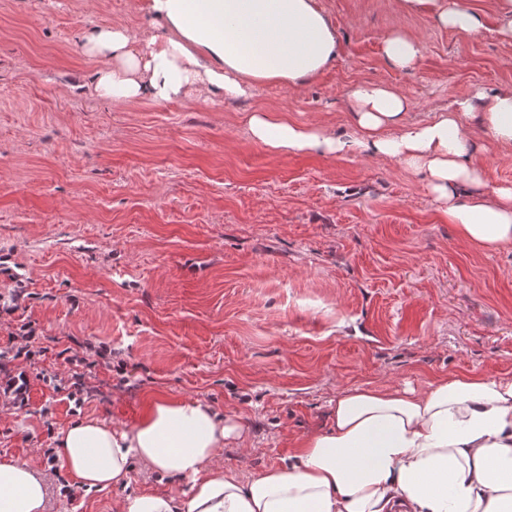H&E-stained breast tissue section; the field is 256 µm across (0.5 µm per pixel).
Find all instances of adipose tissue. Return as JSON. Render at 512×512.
<instances>
[{
	"mask_svg": "<svg viewBox=\"0 0 512 512\" xmlns=\"http://www.w3.org/2000/svg\"><path fill=\"white\" fill-rule=\"evenodd\" d=\"M438 24L475 35L478 14L463 0H402ZM161 21L164 40L121 25L85 36L90 56L108 60L94 90L115 102L250 95L259 84L300 89L341 50L317 0H135ZM349 96L358 137L251 113L250 140L276 150L357 154L425 173L458 240L493 252L512 243V188L488 189L469 164L478 122L512 146V86L475 89L452 108L407 123L410 100L388 85L357 84ZM327 428L294 439L281 463L249 480L224 469L225 445L241 438L231 412L200 400L151 399L134 425L85 416L57 438L65 477L104 489L129 481L134 466L158 489L118 502L115 512H512V381L438 377L417 388L355 387L330 405ZM187 491L166 488L173 477ZM50 473L0 460V512H47Z\"/></svg>",
	"mask_w": 512,
	"mask_h": 512,
	"instance_id": "adipose-tissue-1",
	"label": "adipose tissue"
}]
</instances>
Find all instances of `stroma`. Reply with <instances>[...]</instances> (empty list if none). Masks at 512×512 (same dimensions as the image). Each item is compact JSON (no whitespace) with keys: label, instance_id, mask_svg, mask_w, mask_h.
Returning <instances> with one entry per match:
<instances>
[{"label":"stroma","instance_id":"obj_1","mask_svg":"<svg viewBox=\"0 0 512 512\" xmlns=\"http://www.w3.org/2000/svg\"><path fill=\"white\" fill-rule=\"evenodd\" d=\"M479 35L439 27L401 0H317L343 45L300 90L256 86L245 98L115 103L89 85L103 65L84 34L163 27L133 0H0V349L36 332L18 358L29 392L0 405V458L43 471L42 451L74 418L47 378L85 372L82 414L135 424L151 395L202 400L240 416L221 462L243 478L280 463L295 436L324 425L331 401L360 385L421 386L470 373L512 380V244L463 247L425 174L359 155L277 152L251 141L259 109L355 125L357 83L395 85L409 121L476 88L512 85V41L492 0H464ZM414 36L399 70L380 37ZM473 137L469 162L512 187V149ZM80 366H73V359ZM104 490L73 485L49 512H113L155 487L141 470Z\"/></svg>","mask_w":512,"mask_h":512}]
</instances>
